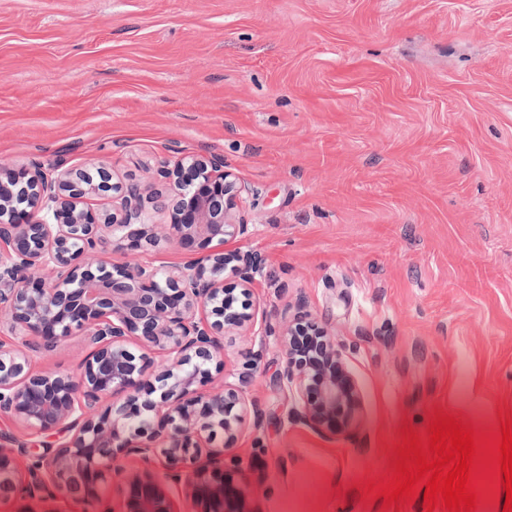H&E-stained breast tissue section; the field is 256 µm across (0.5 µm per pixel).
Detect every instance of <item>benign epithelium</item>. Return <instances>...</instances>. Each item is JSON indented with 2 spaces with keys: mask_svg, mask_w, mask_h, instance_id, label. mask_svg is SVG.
Wrapping results in <instances>:
<instances>
[{
  "mask_svg": "<svg viewBox=\"0 0 512 512\" xmlns=\"http://www.w3.org/2000/svg\"><path fill=\"white\" fill-rule=\"evenodd\" d=\"M174 180L171 223L164 236L193 253V261L168 271L140 265H108L93 258L97 233L117 234V247L146 251L159 243L154 226L138 223L143 190L111 182L103 168L15 171L0 164V310L46 348L82 332L90 351L79 380L65 374L31 375L20 352L0 350V412L29 428L62 425L70 439L41 457L27 483L36 501L58 496L94 503L108 512L98 490L106 480L101 461L113 470L137 457L144 467L128 478L124 512H170L166 485L192 486L203 512H239L242 486L224 475V450L212 446L214 429L231 437L238 430L244 391L228 386L204 396L210 363L224 348V332L254 319L249 286L260 269L258 254L230 248L249 225L232 220L246 188L229 179L224 160L188 155L157 170ZM118 204L102 213L81 205L99 192ZM230 270L238 286L224 284ZM134 336L172 356L156 376L159 398L141 399L145 357L126 347ZM280 385L298 399L297 420L326 434L345 431L357 418L358 383L347 370L344 344L314 321L288 327ZM118 393L126 401L103 406ZM0 443V502L17 488L15 454ZM176 472L158 476L155 455ZM206 455L209 469L194 467Z\"/></svg>",
  "mask_w": 512,
  "mask_h": 512,
  "instance_id": "7a95c632",
  "label": "benign epithelium"
}]
</instances>
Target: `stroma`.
I'll return each instance as SVG.
<instances>
[{"mask_svg":"<svg viewBox=\"0 0 512 512\" xmlns=\"http://www.w3.org/2000/svg\"><path fill=\"white\" fill-rule=\"evenodd\" d=\"M220 155L249 189L242 250L262 258L257 323L230 331L199 391L240 385L244 512H386L402 428L434 413L512 418V0H0V164L105 168L153 194L157 170ZM109 263L191 261L160 240ZM346 344L362 411L328 438L280 387L298 317ZM0 314V348L79 377L83 336L35 349ZM20 473L66 441L0 413Z\"/></svg>","mask_w":512,"mask_h":512,"instance_id":"obj_1","label":"stroma"}]
</instances>
